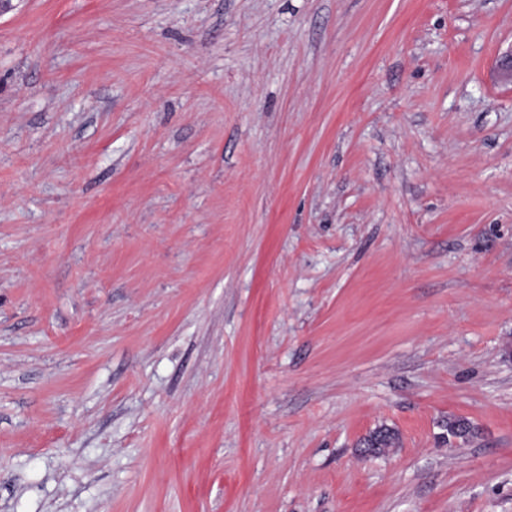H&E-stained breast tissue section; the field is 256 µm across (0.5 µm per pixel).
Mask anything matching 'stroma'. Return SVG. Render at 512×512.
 I'll return each mask as SVG.
<instances>
[{
  "mask_svg": "<svg viewBox=\"0 0 512 512\" xmlns=\"http://www.w3.org/2000/svg\"><path fill=\"white\" fill-rule=\"evenodd\" d=\"M511 47L512 0H12L0 512H512ZM443 427L446 433H443L442 439L444 442H448V445L453 444L458 439L466 441L475 434L472 424L461 418L448 417V421L445 422ZM397 440L398 435L393 429L380 427L364 438L361 445L375 448V453L381 454L388 448L395 447Z\"/></svg>",
  "mask_w": 512,
  "mask_h": 512,
  "instance_id": "obj_1",
  "label": "stroma"
}]
</instances>
